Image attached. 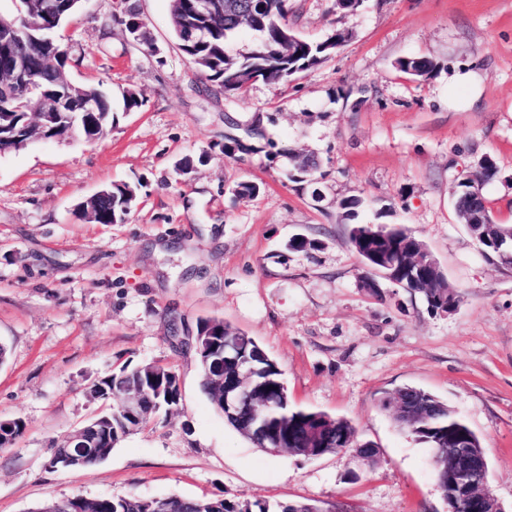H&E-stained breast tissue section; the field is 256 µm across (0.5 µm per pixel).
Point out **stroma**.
<instances>
[{"label":"stroma","instance_id":"obj_1","mask_svg":"<svg viewBox=\"0 0 512 512\" xmlns=\"http://www.w3.org/2000/svg\"><path fill=\"white\" fill-rule=\"evenodd\" d=\"M289 4L298 34L341 33L343 45L287 80L207 97L173 35L170 0H82L65 31L66 72L111 91L113 120L92 143L0 154V419L26 423L0 450V512L76 494L448 512L432 449L379 404L406 385L467 422L512 512V268L487 258L452 209L458 182L490 156L499 172L483 193L497 223L512 224V0ZM413 56L434 70L400 72L397 61ZM459 72L473 84H453ZM126 90L140 108L124 111ZM257 117L278 144L317 159L314 183L288 180L283 156L225 154L228 137ZM243 181L259 194L237 196ZM114 182L140 186L123 223L75 215ZM351 196L364 200L353 218L340 206ZM353 222L402 224L423 240L460 296L455 311L431 314L401 288L380 297L358 288ZM295 235L317 249L288 250ZM213 317L264 346L292 405L347 419L359 445L373 444L375 464L357 448L271 454L227 425L187 344ZM153 362L177 371L179 408L102 462L49 468L52 448L103 409L90 387Z\"/></svg>","mask_w":512,"mask_h":512}]
</instances>
